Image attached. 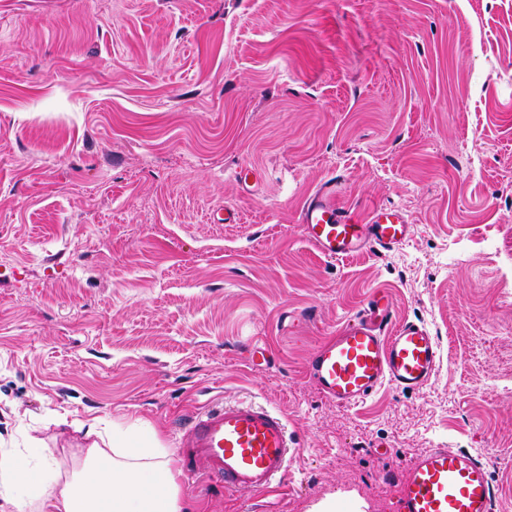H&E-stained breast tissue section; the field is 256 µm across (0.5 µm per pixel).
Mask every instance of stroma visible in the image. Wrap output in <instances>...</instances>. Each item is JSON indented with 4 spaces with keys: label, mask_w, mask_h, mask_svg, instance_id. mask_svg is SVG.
Masks as SVG:
<instances>
[{
    "label": "stroma",
    "mask_w": 512,
    "mask_h": 512,
    "mask_svg": "<svg viewBox=\"0 0 512 512\" xmlns=\"http://www.w3.org/2000/svg\"><path fill=\"white\" fill-rule=\"evenodd\" d=\"M331 180L410 239L320 254L299 214ZM375 288L438 371L339 407L306 364ZM214 401L296 451L276 497L179 476L183 512H396L448 446L512 512V0H0V448L68 465L98 417L170 449Z\"/></svg>",
    "instance_id": "stroma-1"
}]
</instances>
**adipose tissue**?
<instances>
[{
  "label": "adipose tissue",
  "instance_id": "adipose-tissue-1",
  "mask_svg": "<svg viewBox=\"0 0 512 512\" xmlns=\"http://www.w3.org/2000/svg\"><path fill=\"white\" fill-rule=\"evenodd\" d=\"M85 435L83 459L70 468L49 453L32 470L15 452L0 453V502L18 512H182L166 449L98 418Z\"/></svg>",
  "mask_w": 512,
  "mask_h": 512
}]
</instances>
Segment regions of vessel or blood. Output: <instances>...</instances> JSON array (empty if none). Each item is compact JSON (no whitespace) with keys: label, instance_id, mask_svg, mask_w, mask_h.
Instances as JSON below:
<instances>
[{"label":"vessel or blood","instance_id":"vessel-or-blood-1","mask_svg":"<svg viewBox=\"0 0 512 512\" xmlns=\"http://www.w3.org/2000/svg\"><path fill=\"white\" fill-rule=\"evenodd\" d=\"M299 222L303 237L328 258L392 249L412 234L396 208L376 206L358 216L339 202L332 182L308 197ZM440 358L431 331L398 321L390 295L376 289L360 312L316 347L306 372L324 397L353 407L385 385L422 390ZM177 448L189 477L204 474L234 493L273 491L294 452L287 419L250 403L215 404L196 413ZM492 500L484 463L454 448H434L410 465L400 485L399 512H491Z\"/></svg>","mask_w":512,"mask_h":512}]
</instances>
